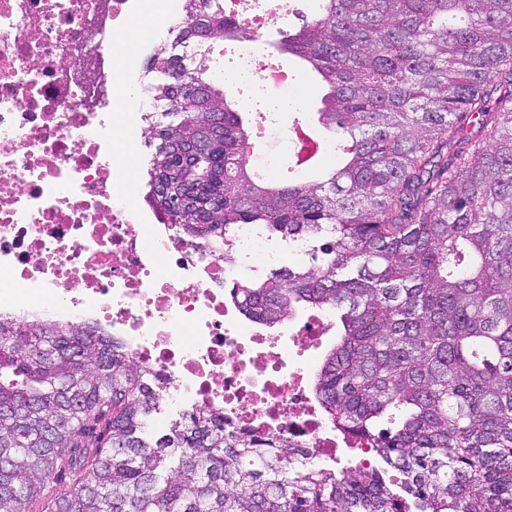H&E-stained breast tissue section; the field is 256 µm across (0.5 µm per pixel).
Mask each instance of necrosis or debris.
Instances as JSON below:
<instances>
[{"label": "necrosis or debris", "mask_w": 512, "mask_h": 512, "mask_svg": "<svg viewBox=\"0 0 512 512\" xmlns=\"http://www.w3.org/2000/svg\"><path fill=\"white\" fill-rule=\"evenodd\" d=\"M182 0H0V314L79 322L166 377L175 399L275 430L339 464L345 438L317 411L305 349L328 322L291 336L250 331L227 293L276 254L240 225L237 258L178 238L123 172L138 164L150 100L144 63L182 20ZM163 21L136 51L145 8Z\"/></svg>", "instance_id": "obj_1"}]
</instances>
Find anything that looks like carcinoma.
<instances>
[{
    "label": "carcinoma",
    "instance_id": "cac0c4a2",
    "mask_svg": "<svg viewBox=\"0 0 512 512\" xmlns=\"http://www.w3.org/2000/svg\"><path fill=\"white\" fill-rule=\"evenodd\" d=\"M187 2L199 58L145 71L152 202L229 262L240 224L302 249L234 301L268 328L336 318L314 398L383 466L321 469L206 407L153 439L166 379L91 326L0 319V512H512V0H315L275 49L316 75L341 163L301 181L316 158L279 181L245 161L252 125L208 66L210 39L256 33Z\"/></svg>",
    "mask_w": 512,
    "mask_h": 512
}]
</instances>
